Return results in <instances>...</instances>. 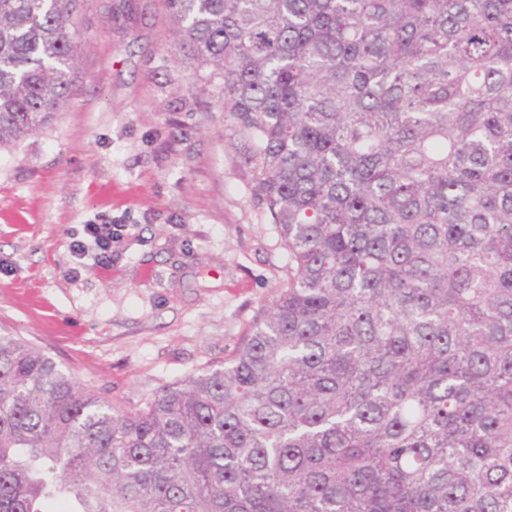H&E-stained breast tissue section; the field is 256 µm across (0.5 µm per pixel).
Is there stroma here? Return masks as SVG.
<instances>
[{"label":"stroma","instance_id":"1","mask_svg":"<svg viewBox=\"0 0 512 512\" xmlns=\"http://www.w3.org/2000/svg\"><path fill=\"white\" fill-rule=\"evenodd\" d=\"M76 91L0 149V332L125 409L222 362L288 280L222 84L164 0H84ZM122 229L79 260L88 222Z\"/></svg>","mask_w":512,"mask_h":512}]
</instances>
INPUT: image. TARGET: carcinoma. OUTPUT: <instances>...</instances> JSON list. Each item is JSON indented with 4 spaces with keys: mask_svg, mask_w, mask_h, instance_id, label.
<instances>
[{
    "mask_svg": "<svg viewBox=\"0 0 512 512\" xmlns=\"http://www.w3.org/2000/svg\"><path fill=\"white\" fill-rule=\"evenodd\" d=\"M83 0H0V147L75 91ZM288 283L124 410L0 333V512H512V0H165Z\"/></svg>",
    "mask_w": 512,
    "mask_h": 512,
    "instance_id": "obj_1",
    "label": "carcinoma"
}]
</instances>
